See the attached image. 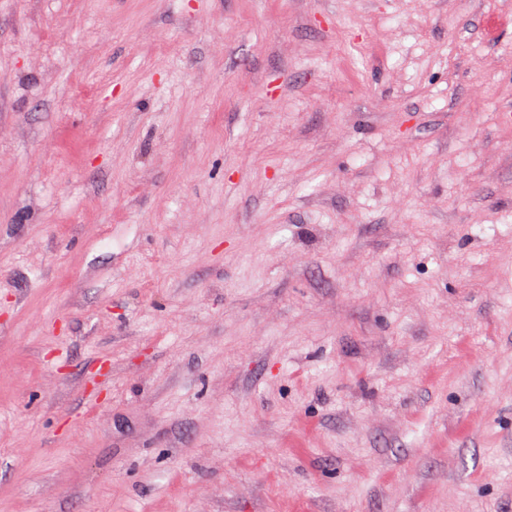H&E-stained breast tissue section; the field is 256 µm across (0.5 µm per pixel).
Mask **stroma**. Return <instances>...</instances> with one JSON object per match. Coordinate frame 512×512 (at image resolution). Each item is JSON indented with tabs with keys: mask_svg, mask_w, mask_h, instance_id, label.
I'll return each instance as SVG.
<instances>
[{
	"mask_svg": "<svg viewBox=\"0 0 512 512\" xmlns=\"http://www.w3.org/2000/svg\"><path fill=\"white\" fill-rule=\"evenodd\" d=\"M500 0H0V512H512Z\"/></svg>",
	"mask_w": 512,
	"mask_h": 512,
	"instance_id": "stroma-1",
	"label": "stroma"
}]
</instances>
